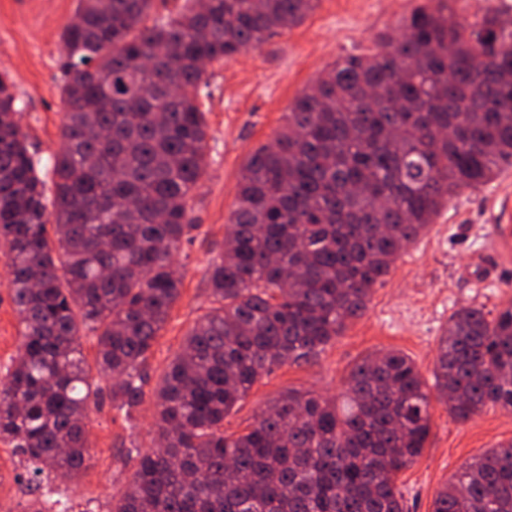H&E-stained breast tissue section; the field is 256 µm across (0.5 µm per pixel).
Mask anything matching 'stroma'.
Segmentation results:
<instances>
[{
	"label": "stroma",
	"instance_id": "35a3bbf8",
	"mask_svg": "<svg viewBox=\"0 0 512 512\" xmlns=\"http://www.w3.org/2000/svg\"><path fill=\"white\" fill-rule=\"evenodd\" d=\"M420 0H318L299 25L267 37L234 60L209 65L205 114L210 156L194 196L196 228L175 259L183 274L172 306L143 371L144 400L134 420L101 392L87 427L93 455L75 480L46 482L50 499H65L73 512H107L136 470L125 451L154 448L155 393L194 322L213 307L210 270L224 251L228 219L236 205L245 159L281 130L296 100L337 61L374 51L383 35H397ZM78 0H0V73L11 78L19 124L31 153L50 160L64 146L66 106L58 88L63 60L61 32ZM512 226V166L477 190L454 199L428 232L405 250L391 273L375 285L365 314L348 323L310 363L287 364L263 374L224 419L225 433H241L260 409L288 390L343 401L351 369L368 354L395 349L408 355L424 380H432L438 339L449 316L465 306L494 313L512 304V251L494 233ZM23 349L18 317L0 257V365ZM512 441V413L487 408L460 421L433 403L430 433L417 461L399 476L409 512H432L439 489L463 466ZM25 463L0 443V507L19 512L27 488Z\"/></svg>",
	"mask_w": 512,
	"mask_h": 512
}]
</instances>
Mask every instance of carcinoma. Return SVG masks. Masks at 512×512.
<instances>
[{
    "label": "carcinoma",
    "mask_w": 512,
    "mask_h": 512,
    "mask_svg": "<svg viewBox=\"0 0 512 512\" xmlns=\"http://www.w3.org/2000/svg\"><path fill=\"white\" fill-rule=\"evenodd\" d=\"M188 2L149 25L153 0H79L62 33L65 144L50 198L0 74V254L24 337L0 380V443L27 462L22 512H50L43 480L89 466L101 388L81 329L97 337L112 408L130 418L143 402L207 165L202 62L233 60L317 4ZM403 29L336 62L247 158L211 269L217 306L156 393L159 447L128 449L136 471L107 512H407L397 480L425 448L431 395L461 421L512 412V307L491 319L468 307L448 319L433 385L400 351L370 354L342 406L290 391L224 433L262 374L314 359L442 208L512 162V31L488 15L461 24L451 0H424ZM432 512H512V442L445 483Z\"/></svg>",
    "instance_id": "carcinoma-1"
}]
</instances>
